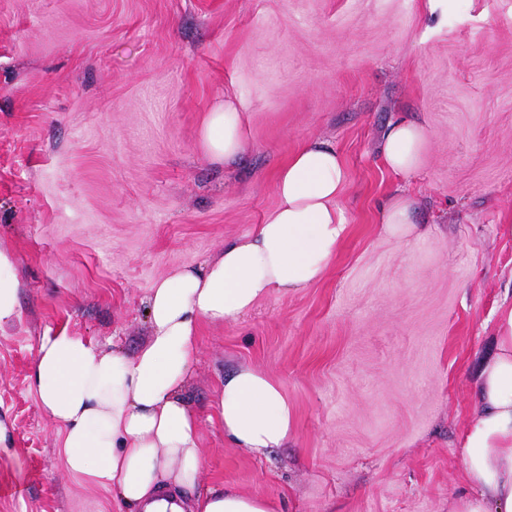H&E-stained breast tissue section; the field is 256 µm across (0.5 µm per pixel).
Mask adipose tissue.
<instances>
[{"label":"adipose tissue","mask_w":512,"mask_h":512,"mask_svg":"<svg viewBox=\"0 0 512 512\" xmlns=\"http://www.w3.org/2000/svg\"><path fill=\"white\" fill-rule=\"evenodd\" d=\"M249 122L236 94L225 90L201 130L205 153L227 162L244 155ZM427 143L425 127L402 117L389 124L379 151L392 171L409 176L421 168ZM346 183L330 144L296 150L277 171V203L262 224L203 266L177 269L151 288L148 333L133 354L64 329L43 337L30 386L58 427L66 469L87 489L79 512H277L271 499L231 487L193 492L202 459L186 391L198 326L238 321L273 293L318 281L349 232L339 204ZM413 207L407 197L391 200L382 235L400 243L424 238ZM19 317L14 263L0 250V328ZM217 414L236 447L259 455L281 447L293 425L281 386L249 367L225 380ZM460 452L468 490L450 512H512V304L500 308L494 353L477 372Z\"/></svg>","instance_id":"1"}]
</instances>
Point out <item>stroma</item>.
Segmentation results:
<instances>
[{
  "label": "stroma",
  "mask_w": 512,
  "mask_h": 512,
  "mask_svg": "<svg viewBox=\"0 0 512 512\" xmlns=\"http://www.w3.org/2000/svg\"><path fill=\"white\" fill-rule=\"evenodd\" d=\"M228 88L251 122L226 165L199 130ZM401 116L429 134L410 176L379 153ZM313 141L346 164L349 233L310 287L202 324L195 491L279 512H448L466 491L474 374L512 303V0H0V246L22 283L0 331V512H74L84 495L28 387L42 337L134 353L153 285L261 223L277 169ZM398 194L424 239L380 236ZM241 366L294 412L265 456L217 419Z\"/></svg>",
  "instance_id": "obj_1"
}]
</instances>
